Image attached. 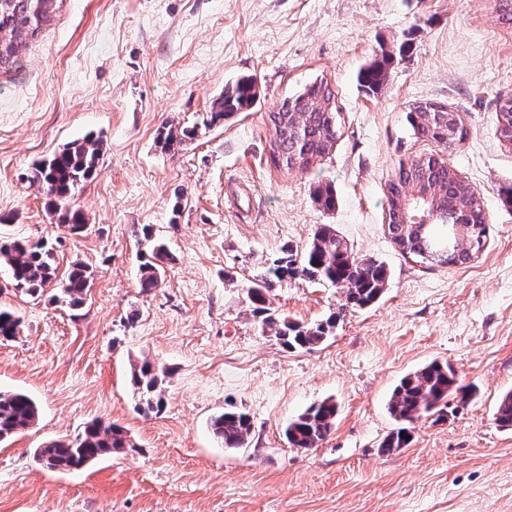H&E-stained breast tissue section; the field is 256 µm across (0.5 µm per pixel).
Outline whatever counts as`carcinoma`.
I'll return each instance as SVG.
<instances>
[{"mask_svg": "<svg viewBox=\"0 0 512 512\" xmlns=\"http://www.w3.org/2000/svg\"><path fill=\"white\" fill-rule=\"evenodd\" d=\"M59 0H0V72H10L17 64L21 48L37 37L50 25L52 13ZM391 60L383 58L374 61L360 71L359 80L363 87L375 91L388 78ZM308 100L314 104L319 100L335 97L328 82L322 80L306 87ZM258 93L256 84L249 78H242L224 87V92L213 103L210 115L203 125L207 128L217 125L224 118L238 112H248L255 105ZM273 135L278 137V156L291 161L303 160L302 168L324 157L336 142V112H319L310 106L302 112L288 111V98H283L276 111L268 113ZM407 122L419 138L444 142L448 139V114L427 117L425 112L411 110ZM198 129H183L179 133L162 131L158 143L167 150L193 138ZM101 155V140L85 138L68 143L62 150L32 167L30 180L40 184L57 207L70 201L84 183L97 174ZM404 186L419 190L432 189L446 213L447 222L434 224L422 232L412 224H389L387 233L393 240L405 239L412 250V256L420 258L424 247L431 239L448 237V225L465 227L467 240L459 252H449L443 259L444 265H461L466 256L482 250L486 230V216L483 202L477 193L462 180L457 171L439 161L433 155H419L407 163H400L395 180L386 186V199ZM59 223L68 227L73 234L85 228V217L78 209L69 207L58 210ZM148 242L150 257L142 265L141 288L150 291L159 286L163 264L170 259L167 246L144 233ZM6 263L16 290L31 297L41 295L45 287L56 278L57 265L53 249L42 243L14 241L0 243V263ZM91 274L86 266L72 264L61 291L64 301L71 307L85 303ZM288 279H304L311 282L340 287L344 299L338 311L326 321L312 326L300 325L280 316L266 306V294L274 284ZM389 280L386 265L372 259H358L348 243L336 233L334 227L323 224L303 251L291 246L281 250V255L258 276V283L250 289V300L254 305L253 314L262 325L274 330L282 345L298 349L319 345L327 341L336 327V321L346 312L362 308L377 301L383 294ZM19 320L15 315L0 309V337L13 338L18 333ZM133 385L140 391L142 410L146 413L159 412L162 406L161 394L157 392L158 376L154 365L143 360L133 366ZM461 393V400L469 397L466 388L458 385L454 369L447 363L433 361L406 375L395 388L389 412L403 426L391 432L383 440L381 448L391 452L410 443L408 424L424 414L441 419L447 416L448 397ZM39 416L37 404L22 392H0V442L33 427ZM336 418V402L327 399L314 404L288 424L285 437L294 448H315L331 432ZM495 421L499 427L512 429V392L499 402ZM211 428L216 437L227 448H241L251 431L250 417L243 411L230 407L214 417ZM124 429L114 423L95 421L86 426L83 433L73 441H58L34 452L37 460L49 457L59 470L84 468L99 458L112 454L120 448H131Z\"/></svg>", "mask_w": 512, "mask_h": 512, "instance_id": "1", "label": "carcinoma"}]
</instances>
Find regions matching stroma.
Returning a JSON list of instances; mask_svg holds the SVG:
<instances>
[{
    "mask_svg": "<svg viewBox=\"0 0 512 512\" xmlns=\"http://www.w3.org/2000/svg\"><path fill=\"white\" fill-rule=\"evenodd\" d=\"M389 53L368 93L359 70ZM256 78L259 98L210 128L225 84ZM324 79L336 93V143L308 171L266 161L267 112ZM512 98V26L495 0H60L49 27L0 75V238L52 247L88 265L78 309L21 295L0 264V307L20 321L0 339V391L39 407L0 444V512H512V430L494 421L512 392V145L496 133ZM432 101L459 113L465 139L415 137L406 114ZM198 127L178 152L163 128ZM101 139L97 176L71 201V234L27 175L66 144ZM437 154L484 202V251L462 266L403 255L387 234L385 190L400 162ZM331 187L334 209L315 199ZM332 225L354 255L383 262L372 306L347 313L323 344L290 350L252 314L247 291L285 245ZM171 258L158 288L140 286L144 227ZM342 289L292 279L269 306L307 325L336 312ZM150 360L163 405L144 414L131 370ZM450 363L467 401L426 414L397 452L388 403L405 375ZM334 400L330 435L290 447L284 430ZM242 407L252 428L227 448L210 422ZM95 420L131 447L79 471H51L35 449L72 441Z\"/></svg>",
    "mask_w": 512,
    "mask_h": 512,
    "instance_id": "35a3bbf8",
    "label": "stroma"
}]
</instances>
